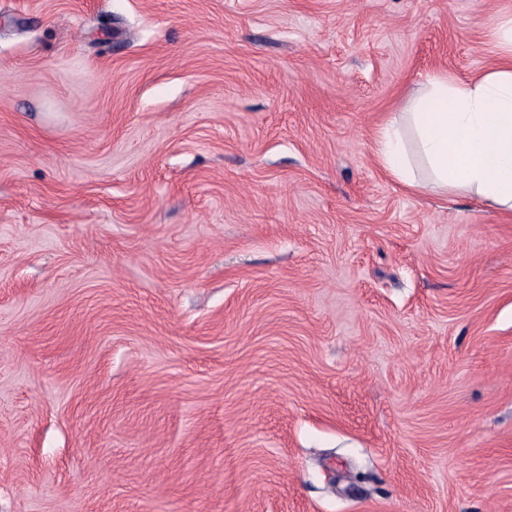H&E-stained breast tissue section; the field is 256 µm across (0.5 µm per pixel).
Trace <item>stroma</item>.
I'll return each mask as SVG.
<instances>
[{
	"instance_id": "obj_1",
	"label": "stroma",
	"mask_w": 512,
	"mask_h": 512,
	"mask_svg": "<svg viewBox=\"0 0 512 512\" xmlns=\"http://www.w3.org/2000/svg\"><path fill=\"white\" fill-rule=\"evenodd\" d=\"M512 0H0V512H512V216L386 178Z\"/></svg>"
}]
</instances>
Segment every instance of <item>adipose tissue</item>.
Returning <instances> with one entry per match:
<instances>
[{"label": "adipose tissue", "instance_id": "adipose-tissue-1", "mask_svg": "<svg viewBox=\"0 0 512 512\" xmlns=\"http://www.w3.org/2000/svg\"><path fill=\"white\" fill-rule=\"evenodd\" d=\"M500 62L463 80L428 73L375 136V156L413 193L466 195L512 212V16L493 34Z\"/></svg>", "mask_w": 512, "mask_h": 512}]
</instances>
